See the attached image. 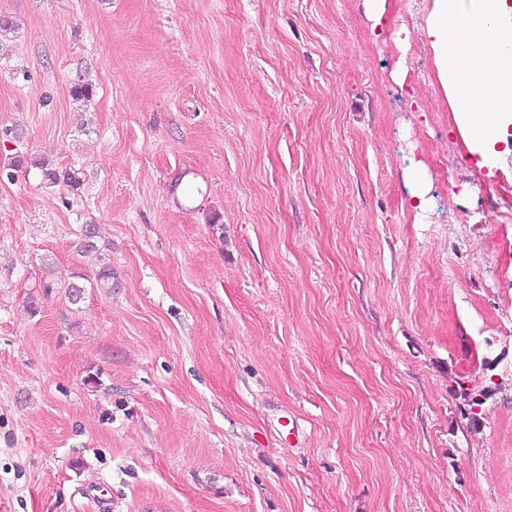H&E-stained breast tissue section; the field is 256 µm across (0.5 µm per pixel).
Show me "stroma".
I'll return each mask as SVG.
<instances>
[{"label": "stroma", "mask_w": 512, "mask_h": 512, "mask_svg": "<svg viewBox=\"0 0 512 512\" xmlns=\"http://www.w3.org/2000/svg\"><path fill=\"white\" fill-rule=\"evenodd\" d=\"M433 2L0 0V512H512V153Z\"/></svg>", "instance_id": "1"}]
</instances>
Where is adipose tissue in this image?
Wrapping results in <instances>:
<instances>
[{"mask_svg":"<svg viewBox=\"0 0 512 512\" xmlns=\"http://www.w3.org/2000/svg\"><path fill=\"white\" fill-rule=\"evenodd\" d=\"M506 0H434L425 22L439 78L482 160L498 154L512 124V15Z\"/></svg>","mask_w":512,"mask_h":512,"instance_id":"ef3b65f1","label":"adipose tissue"}]
</instances>
